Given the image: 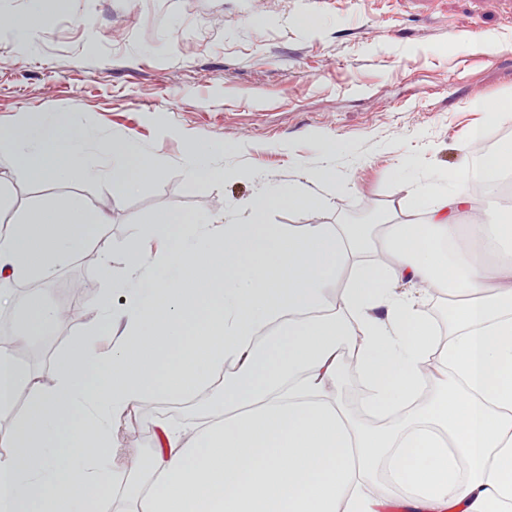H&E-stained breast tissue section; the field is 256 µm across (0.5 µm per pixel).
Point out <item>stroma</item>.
Listing matches in <instances>:
<instances>
[{
	"label": "stroma",
	"instance_id": "1",
	"mask_svg": "<svg viewBox=\"0 0 512 512\" xmlns=\"http://www.w3.org/2000/svg\"><path fill=\"white\" fill-rule=\"evenodd\" d=\"M300 16L310 25H296ZM478 99H512V0H69L48 9L30 44L0 30L1 122L52 112L92 131L88 166L103 164L99 144L112 138L162 162L155 178L116 198L103 180L29 178L0 151L1 223L46 196H78L106 209L101 233L112 244L110 270L90 246L50 284L17 283L0 332L23 318L29 289L44 288L58 309L68 281H85L79 319L31 340L35 366L54 375L55 355L82 334L102 292L118 308L135 287L127 253L156 249L147 230L161 213L224 225L251 197L293 185L322 196L324 208H274L266 223L353 224L371 209L388 216L415 184L442 187L461 171L477 179L480 154L459 149L468 134L483 130L489 150L512 139V122L474 110ZM330 143L340 152L326 154ZM202 144L234 178H187L185 163ZM325 164L338 184L303 180ZM195 404L177 400L174 416L160 402L151 429L137 412L122 421L117 468L141 469L161 445V427L202 426Z\"/></svg>",
	"mask_w": 512,
	"mask_h": 512
}]
</instances>
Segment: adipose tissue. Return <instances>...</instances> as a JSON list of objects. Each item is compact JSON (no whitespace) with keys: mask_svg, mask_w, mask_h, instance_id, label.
<instances>
[{"mask_svg":"<svg viewBox=\"0 0 512 512\" xmlns=\"http://www.w3.org/2000/svg\"><path fill=\"white\" fill-rule=\"evenodd\" d=\"M88 133L53 113L0 123L15 169L42 181L107 178L121 197L158 161L130 142H102L107 170L84 164ZM454 194L418 188L395 223L267 224L276 206L318 208L297 187L250 199L215 235L200 219L158 215L163 249L128 253L129 269L164 272L120 308L101 295L92 335L56 357L55 380L0 351V413L25 415L0 433V512H104L116 494L132 512H376L368 487H399L403 512H512V220ZM471 217L461 227L459 215ZM102 210L80 199L34 206L0 232V276L52 280L73 253L111 246L92 234ZM384 260L361 263L368 247ZM205 257L209 273L187 279ZM454 292L440 335L425 292ZM363 403L389 417L355 420L336 385L345 364ZM223 378L208 420L164 433L144 474L114 466V428L145 399L186 398Z\"/></svg>","mask_w":512,"mask_h":512,"instance_id":"adipose-tissue-1","label":"adipose tissue"}]
</instances>
